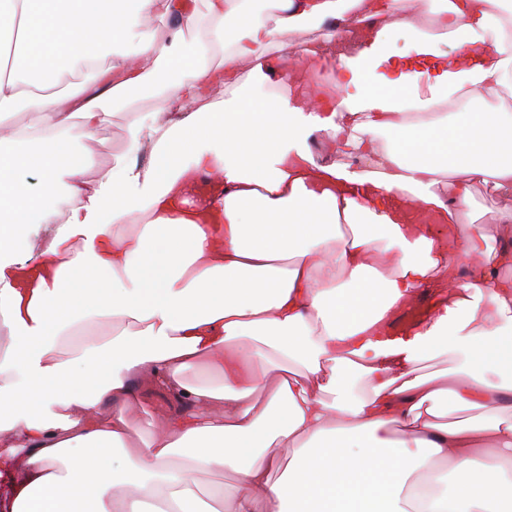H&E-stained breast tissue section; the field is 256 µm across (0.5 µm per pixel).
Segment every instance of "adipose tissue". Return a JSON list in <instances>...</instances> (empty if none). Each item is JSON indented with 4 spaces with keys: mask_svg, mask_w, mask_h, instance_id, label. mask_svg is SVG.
Instances as JSON below:
<instances>
[{
    "mask_svg": "<svg viewBox=\"0 0 512 512\" xmlns=\"http://www.w3.org/2000/svg\"><path fill=\"white\" fill-rule=\"evenodd\" d=\"M405 2L0 0V473L25 469L7 512H79L90 483L92 512L512 506V248L468 224L480 271L461 279L434 224L410 220L459 223L488 180L512 194V113L479 108L512 99V0H430L423 26ZM347 18L336 97L260 60L276 35ZM80 64L86 81L51 93ZM130 92L158 100L152 123L132 118L126 158L83 180L105 104ZM20 110L35 133L6 122ZM76 125L80 148L55 135ZM317 136L363 168L316 161ZM27 168L37 193L15 180ZM428 287L431 317L387 337ZM441 355L458 381L422 372ZM202 370L216 383H186ZM151 391L172 405L135 445L127 416ZM451 409L469 420L442 423ZM224 468L237 483L197 479Z\"/></svg>",
    "mask_w": 512,
    "mask_h": 512,
    "instance_id": "ef3b65f1",
    "label": "adipose tissue"
}]
</instances>
